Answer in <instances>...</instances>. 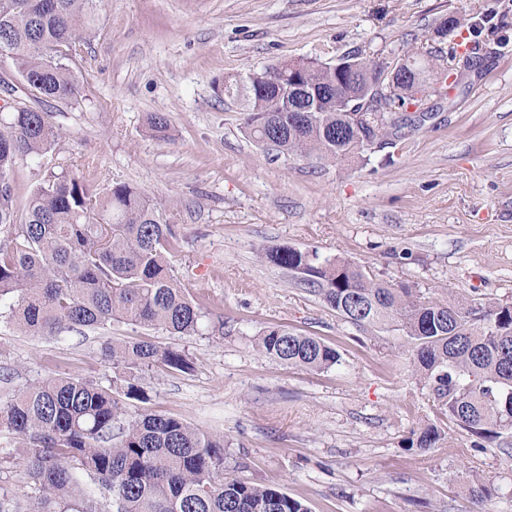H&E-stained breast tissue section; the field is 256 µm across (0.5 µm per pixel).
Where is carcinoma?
Returning <instances> with one entry per match:
<instances>
[{
  "label": "carcinoma",
  "mask_w": 512,
  "mask_h": 512,
  "mask_svg": "<svg viewBox=\"0 0 512 512\" xmlns=\"http://www.w3.org/2000/svg\"><path fill=\"white\" fill-rule=\"evenodd\" d=\"M102 0H0V56L11 59L45 102H72L77 59L98 22ZM284 76L320 89L336 79L314 60H285ZM266 69L224 80L241 98L244 131L261 146L289 157L319 160L359 156L364 141L397 136L398 127L357 132L336 113L289 112L286 101L261 91ZM408 94L376 93V111L419 102ZM154 136L169 138L167 116L153 114ZM50 114L16 107L0 122V324L29 336L72 330L96 333L126 322L191 336L206 313L174 276L167 254L178 238L161 202L116 182L100 190L69 166L51 172L30 194L25 220L15 223L11 176L16 165L55 149ZM265 258L300 280L344 319L358 309L359 325L396 322L411 339L410 364L442 411L475 437L472 448L512 425V304L467 300L440 303L372 277L340 259L290 246ZM256 349L281 364L325 371L340 362L324 341L279 326ZM112 362L108 383L49 374L0 403V432L17 440L30 491L0 495V512H309L278 484L234 477L224 469V437L164 414H128L124 399L146 402L141 374L189 373L184 351L148 340L102 344Z\"/></svg>",
  "instance_id": "1"
}]
</instances>
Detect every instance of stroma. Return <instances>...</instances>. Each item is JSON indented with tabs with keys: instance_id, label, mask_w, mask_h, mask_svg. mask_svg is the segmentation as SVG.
I'll return each mask as SVG.
<instances>
[{
	"instance_id": "1",
	"label": "stroma",
	"mask_w": 512,
	"mask_h": 512,
	"mask_svg": "<svg viewBox=\"0 0 512 512\" xmlns=\"http://www.w3.org/2000/svg\"><path fill=\"white\" fill-rule=\"evenodd\" d=\"M460 26L438 39L441 19ZM464 41L479 63L427 89L409 135L352 161L276 155L243 131L224 79L278 64L361 51L387 64L417 48ZM78 100L49 103L56 150L13 174L16 223L49 171L73 164L98 188L130 184L165 203L179 245L169 260L206 325L172 336L113 324L105 335L34 337L0 325V397L49 372L101 381L103 339L149 338L195 369L150 371L148 410L224 438L227 466L272 481L309 512H512V430L483 453L411 374L408 336L356 326L268 263L290 245L340 258L442 303L512 302V0H104L77 64ZM170 120V137L148 128ZM315 336L341 362L324 372L260 354L267 327ZM444 440L423 450L414 433ZM496 489L476 503V481Z\"/></svg>"
}]
</instances>
